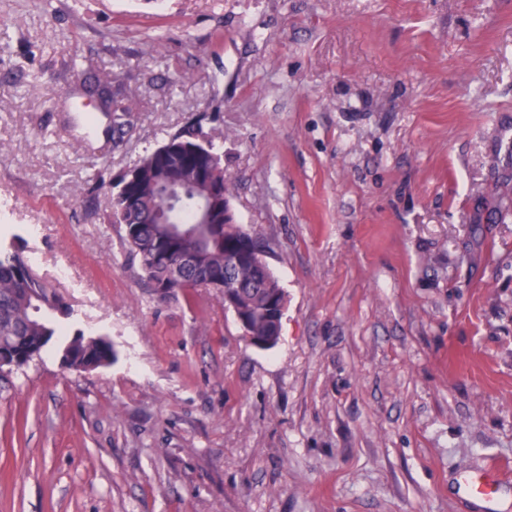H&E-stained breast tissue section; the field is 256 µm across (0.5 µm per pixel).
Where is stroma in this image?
Returning a JSON list of instances; mask_svg holds the SVG:
<instances>
[{"label":"stroma","mask_w":512,"mask_h":512,"mask_svg":"<svg viewBox=\"0 0 512 512\" xmlns=\"http://www.w3.org/2000/svg\"><path fill=\"white\" fill-rule=\"evenodd\" d=\"M211 102L287 296L267 350L213 290L155 298L93 186ZM507 173L512 0H0V245L116 351L0 372V512H474L457 477L512 463ZM116 80V75L112 71L103 72L94 76V86L97 96L101 100L103 112H107L110 118L109 131L114 143L115 132L121 131L123 135L129 132V123L126 119L127 112H131L129 104H126L125 98L118 92L112 91V83Z\"/></svg>","instance_id":"35a3bbf8"}]
</instances>
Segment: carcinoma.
<instances>
[{"label": "carcinoma", "instance_id": "1", "mask_svg": "<svg viewBox=\"0 0 512 512\" xmlns=\"http://www.w3.org/2000/svg\"><path fill=\"white\" fill-rule=\"evenodd\" d=\"M116 75L103 72L94 76V86L101 100L102 110L110 118V133L117 131L128 134L127 112L131 111L125 98L112 91ZM207 113L186 123L179 130L169 134L153 151L138 157L125 174L134 175L136 203L122 208V202L112 199V211L107 223L124 227V241L132 259L138 262L151 291H156L166 280L167 267L151 260V249L159 234V218L164 212V187L162 186L163 163L173 151L181 153L178 178L196 173L200 167L206 169L212 183L221 188V194L214 201L219 209L231 204L233 185L224 175L223 153L213 140L203 135L201 122ZM493 203L487 205V219L493 220L502 211L503 204L512 201V184H501ZM186 194L178 210L168 214V220L178 224H193L199 204L197 192L192 186H184ZM222 241L211 246L203 255L210 274L224 278V290L217 292L224 297L232 291L237 303L248 316V334L254 340L271 348L279 340L281 323L272 312L284 299L274 273L257 275L252 270L251 260L229 265L230 255L237 252L246 238L256 234L234 219L223 223ZM68 306L55 291L40 279L24 257L16 250L0 248V371L21 368L29 364V349L48 344L57 335L55 315L63 314ZM61 356L82 366L95 370L112 363L115 350L110 340L103 336H87L82 332L60 344Z\"/></svg>", "mask_w": 512, "mask_h": 512}]
</instances>
